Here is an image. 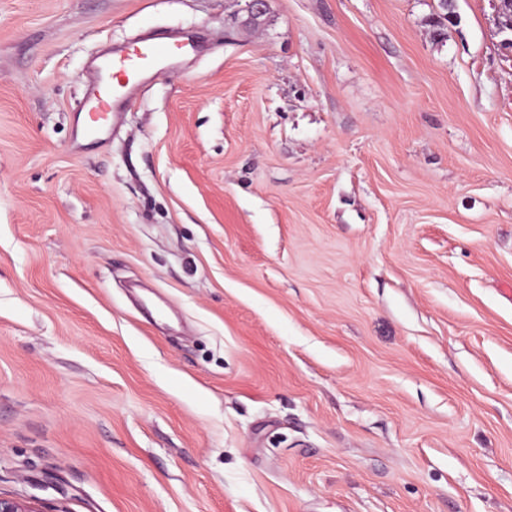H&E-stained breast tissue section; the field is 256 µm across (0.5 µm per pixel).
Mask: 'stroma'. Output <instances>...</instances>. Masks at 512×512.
I'll list each match as a JSON object with an SVG mask.
<instances>
[{"mask_svg": "<svg viewBox=\"0 0 512 512\" xmlns=\"http://www.w3.org/2000/svg\"><path fill=\"white\" fill-rule=\"evenodd\" d=\"M437 4L0 0V497L512 512V48ZM140 50V53L135 55L138 58L136 61L132 56L112 57L107 66L113 79L122 78L129 72L136 70L143 60H161L172 52V48L169 46H160L153 43L141 44ZM125 87L126 85L120 86L116 92H112V97H109L102 93L97 81L90 86V93L94 96V105L91 109L99 112V117L97 119L91 118L92 121L96 122L106 115H112L113 119L119 112H123L126 109L128 98L126 92L121 90Z\"/></svg>", "mask_w": 512, "mask_h": 512, "instance_id": "1", "label": "stroma"}]
</instances>
